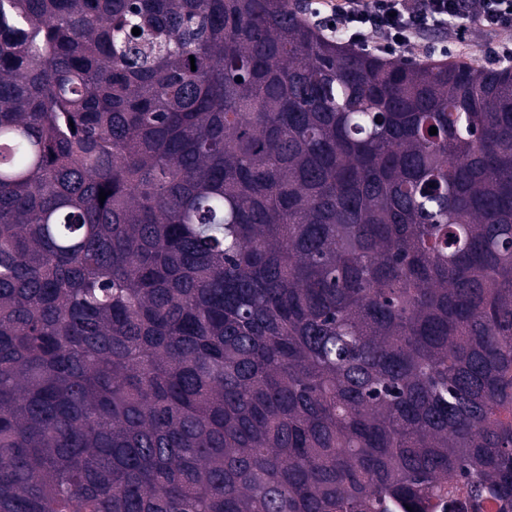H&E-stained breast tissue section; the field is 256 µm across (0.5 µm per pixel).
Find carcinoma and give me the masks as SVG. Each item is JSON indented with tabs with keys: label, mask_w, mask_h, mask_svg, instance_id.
I'll use <instances>...</instances> for the list:
<instances>
[{
	"label": "carcinoma",
	"mask_w": 512,
	"mask_h": 512,
	"mask_svg": "<svg viewBox=\"0 0 512 512\" xmlns=\"http://www.w3.org/2000/svg\"><path fill=\"white\" fill-rule=\"evenodd\" d=\"M450 479L512 498V68L288 0H0V512Z\"/></svg>",
	"instance_id": "1"
}]
</instances>
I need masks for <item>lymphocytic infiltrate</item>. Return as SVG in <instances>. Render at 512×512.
<instances>
[{
    "label": "lymphocytic infiltrate",
    "instance_id": "lymphocytic-infiltrate-1",
    "mask_svg": "<svg viewBox=\"0 0 512 512\" xmlns=\"http://www.w3.org/2000/svg\"><path fill=\"white\" fill-rule=\"evenodd\" d=\"M309 15L322 32L345 36L353 46L406 58L432 29L458 42L471 21L491 36L511 29L512 0H314Z\"/></svg>",
    "mask_w": 512,
    "mask_h": 512
}]
</instances>
